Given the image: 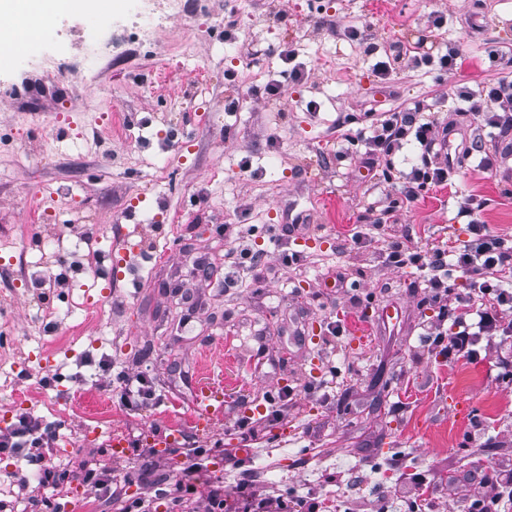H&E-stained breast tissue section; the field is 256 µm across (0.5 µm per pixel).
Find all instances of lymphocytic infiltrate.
Returning a JSON list of instances; mask_svg holds the SVG:
<instances>
[{
  "mask_svg": "<svg viewBox=\"0 0 512 512\" xmlns=\"http://www.w3.org/2000/svg\"><path fill=\"white\" fill-rule=\"evenodd\" d=\"M459 96L478 128L490 127L504 136L512 134V71L502 73L495 82L476 90L462 87ZM451 128V123L435 113L424 114L416 108L381 113L364 140L363 160L370 166L381 160L386 162L405 145H414L417 158L410 170L402 173L399 187L402 202L414 203L424 189L445 188L452 183L454 172L448 163L441 161L437 151ZM483 207L484 201L477 195L461 197L458 213L468 218L473 237L455 253L441 247L422 252L406 239L388 241L385 250L387 264L399 267L411 263L425 271L429 300L438 305L441 315L451 317L456 327L449 335L441 327H433L436 344L446 345L449 354L471 360L477 357L475 337L492 340L512 334V318L507 315L512 309V292L502 288L499 282L500 275L512 273V246L480 220ZM452 261L474 282L475 293H451L448 264ZM54 440L53 430L22 413L15 423L0 431V454L24 455L30 465L36 466L42 483L54 484L62 478L47 459ZM202 454L199 448L185 451L180 493L170 500L173 512H185V497L189 494L204 502L205 512H263L266 500L256 493L225 496L223 477L204 475L199 461Z\"/></svg>",
  "mask_w": 512,
  "mask_h": 512,
  "instance_id": "1",
  "label": "lymphocytic infiltrate"
}]
</instances>
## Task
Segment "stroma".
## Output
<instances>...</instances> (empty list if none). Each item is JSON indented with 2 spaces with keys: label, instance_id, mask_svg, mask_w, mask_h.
<instances>
[{
  "label": "stroma",
  "instance_id": "obj_1",
  "mask_svg": "<svg viewBox=\"0 0 512 512\" xmlns=\"http://www.w3.org/2000/svg\"><path fill=\"white\" fill-rule=\"evenodd\" d=\"M139 8L112 0L57 17L0 66V355L21 346L43 360L0 364V412L21 404L58 429L57 470L82 455L124 497L170 512L162 490L179 482L181 455L145 472L136 453L113 459L108 437L118 425L133 437L149 425L158 439L190 426L207 381L224 408L187 441L215 463L235 455L225 490L413 512L411 497L383 490L419 474L447 483L440 512H465L479 466L512 458V336L479 339L476 361L443 357L429 344L438 309L422 271L386 265L383 250L396 238L421 251L469 240L457 207L468 194L485 200L490 230L512 235V179L477 166L498 156L496 137L482 134L468 157L452 140V186L422 191L378 228L406 165L372 175L336 125L347 116L357 131L417 103L469 131L454 92L499 76L492 53L512 51V0H184L146 41L129 28ZM248 13L267 21L225 33ZM435 14L436 48L459 46L463 69L401 66L378 79L380 56L427 35ZM94 38L113 47L91 72L82 58ZM295 68L306 83L291 82ZM272 79L277 100L260 91ZM228 232L261 250L254 267L226 256ZM63 259L80 263L68 286L41 285ZM76 302L87 310L72 312ZM47 311L65 313L69 335ZM121 370L153 391L136 409L121 404ZM1 487L12 512L94 507L80 481L41 486L21 456L0 460Z\"/></svg>",
  "mask_w": 512,
  "mask_h": 512
}]
</instances>
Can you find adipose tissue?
I'll return each instance as SVG.
<instances>
[{"instance_id":"ef3b65f1","label":"adipose tissue","mask_w":512,"mask_h":512,"mask_svg":"<svg viewBox=\"0 0 512 512\" xmlns=\"http://www.w3.org/2000/svg\"><path fill=\"white\" fill-rule=\"evenodd\" d=\"M101 7V0H0V49L6 51L33 40L34 30L22 27V20L54 18Z\"/></svg>"}]
</instances>
